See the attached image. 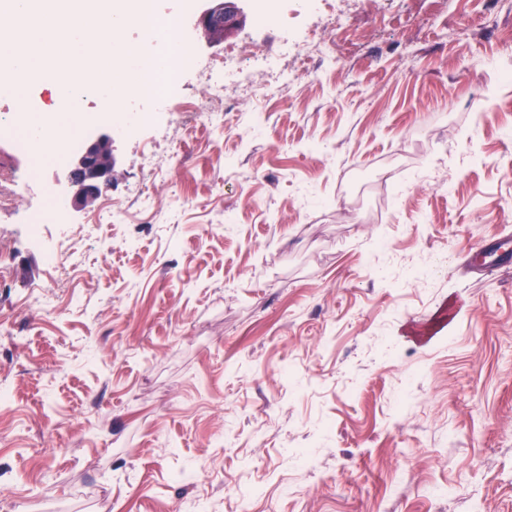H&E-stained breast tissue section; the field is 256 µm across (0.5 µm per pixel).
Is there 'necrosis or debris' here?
Returning a JSON list of instances; mask_svg holds the SVG:
<instances>
[{
	"label": "necrosis or debris",
	"mask_w": 512,
	"mask_h": 512,
	"mask_svg": "<svg viewBox=\"0 0 512 512\" xmlns=\"http://www.w3.org/2000/svg\"><path fill=\"white\" fill-rule=\"evenodd\" d=\"M132 20L142 28L162 29L163 34L158 41L160 49L165 50L184 41L179 15L159 13L154 0H141V8ZM335 33L336 18L331 15L317 30L292 46L290 54L295 63L302 64L316 57L326 60L328 66H338L339 58L329 52V41ZM244 60L250 62L251 71L248 78L242 79L238 76V69ZM189 70L198 73L200 90L181 105L183 120L187 123L202 121L213 126L223 124L225 100L233 98L240 107L256 109L268 99L284 94L291 84L280 61L265 56L256 42L247 41L238 50L207 62L192 52L166 60L161 71L143 75L133 86L131 94L138 99L166 103L180 90L181 76ZM184 145V140L170 132L144 143L143 152L151 165L135 196L140 212L152 214L156 202L153 189L161 173L182 151Z\"/></svg>",
	"instance_id": "4bbe7bcc"
}]
</instances>
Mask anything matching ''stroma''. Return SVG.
Segmentation results:
<instances>
[{"mask_svg":"<svg viewBox=\"0 0 512 512\" xmlns=\"http://www.w3.org/2000/svg\"><path fill=\"white\" fill-rule=\"evenodd\" d=\"M254 19L280 56L320 19ZM341 65L311 60L283 100L184 128L178 100L105 132L127 196L145 141L181 131L156 218L91 208L0 213V496L19 512H512V269L474 244L512 237V0H353ZM0 112H44L39 74ZM233 156L224 168L221 156ZM64 168L0 126V196ZM235 223H225V215ZM70 246L56 311L30 299ZM442 261L434 280L404 267ZM127 217L128 208H125L123 203L117 202L113 197L105 194L102 206L91 216L89 223L105 224L112 222L113 224H123Z\"/></svg>","mask_w":512,"mask_h":512,"instance_id":"stroma-1","label":"stroma"}]
</instances>
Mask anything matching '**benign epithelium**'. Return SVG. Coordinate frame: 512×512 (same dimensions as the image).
<instances>
[{"instance_id":"obj_1","label":"benign epithelium","mask_w":512,"mask_h":512,"mask_svg":"<svg viewBox=\"0 0 512 512\" xmlns=\"http://www.w3.org/2000/svg\"><path fill=\"white\" fill-rule=\"evenodd\" d=\"M242 19V7L234 0H207V6L197 16L195 27L204 40L218 44L239 28ZM114 172L110 137L90 138L70 157L66 170L71 203L75 206L93 203L104 189L112 186Z\"/></svg>"}]
</instances>
